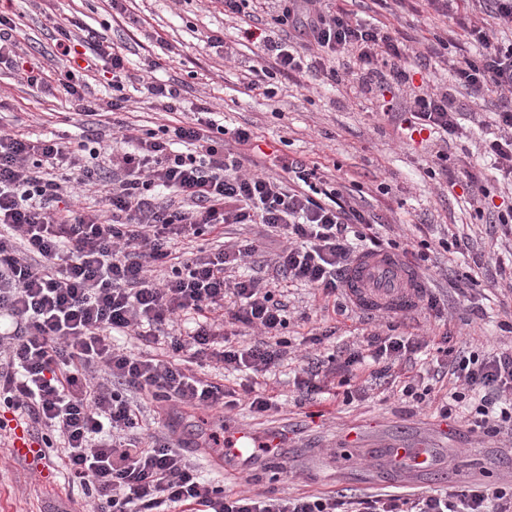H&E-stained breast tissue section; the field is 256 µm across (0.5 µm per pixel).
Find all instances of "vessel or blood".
Listing matches in <instances>:
<instances>
[{"mask_svg":"<svg viewBox=\"0 0 512 512\" xmlns=\"http://www.w3.org/2000/svg\"><path fill=\"white\" fill-rule=\"evenodd\" d=\"M346 293L351 303L367 312L409 313L419 303L420 283L388 252L360 257L346 274ZM13 448L29 463H42L41 445L23 430H16Z\"/></svg>","mask_w":512,"mask_h":512,"instance_id":"b4317fda","label":"vessel or blood"}]
</instances>
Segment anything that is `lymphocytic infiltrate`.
Segmentation results:
<instances>
[{
	"label": "lymphocytic infiltrate",
	"mask_w": 512,
	"mask_h": 512,
	"mask_svg": "<svg viewBox=\"0 0 512 512\" xmlns=\"http://www.w3.org/2000/svg\"><path fill=\"white\" fill-rule=\"evenodd\" d=\"M276 24L298 32L300 46L273 40L264 27L248 25L255 46L250 87L276 75L310 71L339 81L326 62L355 57L364 75L405 81L404 51L388 29L364 23L326 0H277ZM488 17L461 22L478 46L476 57L454 65L459 82L498 100L497 132L483 143L492 169L512 181V0H481ZM18 25L0 13V65L31 86L47 85L41 64L19 53ZM55 48L65 64L57 90L69 108L91 117L103 111L117 127L125 151L108 167L88 166L84 155L98 141L94 129L80 139H38L22 128L0 129V407L60 447L67 482L92 500V512H512V489L477 484L445 494L406 498L376 494L352 499L337 493L303 496L229 493L204 482L184 449L144 422L130 391L150 395L166 419L182 409H230L245 402L251 412L270 411L273 400L257 377L284 359L289 341L283 303L252 278L233 279L229 269L252 256L246 242L234 249L205 247L228 224H259L286 239L276 261L282 278L335 296L354 260L363 253V212L317 167L278 152L265 154L264 171H243L242 148L255 135L197 115L182 117L180 91L150 81L146 89L165 123L135 133L122 113L125 86L133 79L122 47L97 31L72 36L55 24ZM111 74L112 95L92 100L88 79ZM403 112L401 127L427 130L441 141L463 128L447 92L383 104ZM98 189L103 208L78 207L77 188ZM194 242L189 255L175 246ZM258 329L262 341L233 344L225 319ZM133 337L149 353L114 347L113 333ZM366 351L352 350L343 371L365 361L391 368L422 348L415 336L369 333ZM450 360L455 389L439 408L451 416L470 408L474 428L500 432L512 426V350L461 356L438 347ZM252 372L239 392L201 367Z\"/></svg>",
	"instance_id": "obj_1"
}]
</instances>
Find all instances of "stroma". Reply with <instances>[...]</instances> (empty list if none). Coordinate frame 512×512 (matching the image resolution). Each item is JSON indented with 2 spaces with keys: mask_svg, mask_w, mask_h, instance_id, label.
<instances>
[{
  "mask_svg": "<svg viewBox=\"0 0 512 512\" xmlns=\"http://www.w3.org/2000/svg\"><path fill=\"white\" fill-rule=\"evenodd\" d=\"M125 7L116 17L105 0H0V11L16 17L23 53L39 60L50 77L63 68L52 55L51 19H76L124 45L128 67L139 77L126 88L134 124L147 129L156 125V111L142 84L152 77L179 87L183 112L208 107L226 127H250L262 151L277 149L318 165L342 185L357 209L373 217L381 238L428 243L429 259L417 272L441 308L437 314L420 307L393 317L352 306L342 313L324 311L318 291L293 282L274 283L275 244L262 227L225 225L226 241L256 242L258 250L244 271L273 285L274 295L287 306L288 354L263 377L277 408L262 415L243 404L225 413L176 409L170 415L174 441L206 478L235 492L413 498L443 493L463 482L512 488V436H487L473 432L464 418L441 417L435 402L446 397L448 379L434 377L428 359L395 364L382 379L372 366L362 367L348 398L328 360L332 354L345 355L370 332H386L391 323L400 336H449L451 346L468 354L512 347V275L499 267L512 258V235L494 218L498 205H512V190L503 181L488 180V202L478 205L462 173L464 160L482 151V125L495 119L491 102L459 86L451 68L452 62L476 54L475 43L450 34L448 19L437 16L425 0H411L403 11L386 7L383 0L348 4L362 20L386 24L408 50L422 43L434 46L422 62L410 63L409 85L394 87L392 94L402 98L411 88H446L464 127L463 136L447 148L425 132L410 140L399 138L381 112L378 90L351 58L335 61L341 76L336 84L302 73L277 76L266 89H248L254 47L240 33L241 20L225 16L222 0H127ZM212 34L233 47L232 59L207 47ZM66 111L62 98L45 88H30L0 68L1 126L11 127L19 119L26 131L39 136L78 138L80 126L66 121ZM441 149L447 150L448 162L438 158ZM443 166L447 178L433 177V170ZM454 235L469 237L470 249L446 251L442 242ZM314 328L331 331V338L319 346L310 344L307 337ZM311 358L318 359L319 379L332 391L321 403L305 400L294 384L296 371ZM417 377L431 385L434 402L419 404L402 396L405 382ZM221 429L277 436L280 468L271 472L257 463L246 471L227 470L220 451L206 445L209 434ZM407 441L430 449L435 467L391 470L380 449ZM45 454L54 469L48 480L14 455L9 437H0V512H88L81 491L65 486L54 449Z\"/></svg>",
  "mask_w": 512,
  "mask_h": 512,
  "instance_id": "35a3bbf8",
  "label": "stroma"
}]
</instances>
